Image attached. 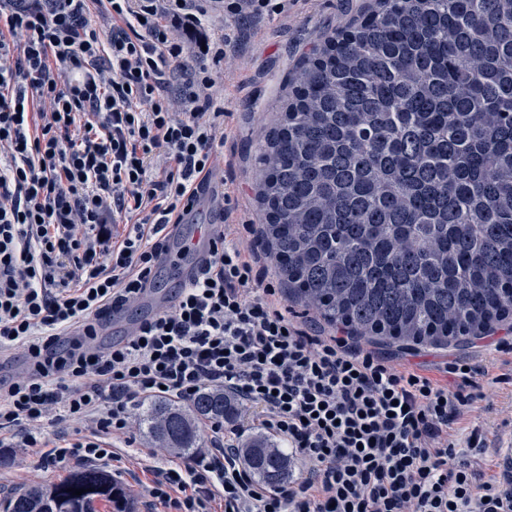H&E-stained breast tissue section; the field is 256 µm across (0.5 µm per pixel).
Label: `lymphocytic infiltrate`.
Listing matches in <instances>:
<instances>
[{"instance_id": "lymphocytic-infiltrate-1", "label": "lymphocytic infiltrate", "mask_w": 512, "mask_h": 512, "mask_svg": "<svg viewBox=\"0 0 512 512\" xmlns=\"http://www.w3.org/2000/svg\"><path fill=\"white\" fill-rule=\"evenodd\" d=\"M0 0V447L35 468L73 462L140 469L150 512H512V486L459 440L490 373L473 357L438 376L398 367L347 330L294 320L242 246L232 206L170 309L123 339L98 342L99 318L135 303L224 153L223 63L235 24L288 14V0ZM125 218L121 235L112 225ZM221 389L244 417L209 424V449L160 466L112 448L139 403ZM54 413L86 432L46 437ZM254 426L305 466L275 488L235 443Z\"/></svg>"}]
</instances>
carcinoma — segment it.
<instances>
[{
    "label": "carcinoma",
    "instance_id": "carcinoma-1",
    "mask_svg": "<svg viewBox=\"0 0 512 512\" xmlns=\"http://www.w3.org/2000/svg\"><path fill=\"white\" fill-rule=\"evenodd\" d=\"M259 162L264 244L288 294L328 324L452 346L512 314V0H376L305 56ZM236 411L210 389L155 399L143 422L185 454L200 419ZM242 448L263 482L288 481L283 449L261 436ZM102 503L133 512L111 473L81 469L7 512Z\"/></svg>",
    "mask_w": 512,
    "mask_h": 512
}]
</instances>
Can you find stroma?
<instances>
[{
  "mask_svg": "<svg viewBox=\"0 0 512 512\" xmlns=\"http://www.w3.org/2000/svg\"><path fill=\"white\" fill-rule=\"evenodd\" d=\"M370 5L371 0H290L287 17L265 19L252 29L245 50L225 59V143L220 163L224 181L220 192L202 196L178 226V240L172 243V251H179L181 242L197 237L203 226L220 223L227 193L240 200L237 221L261 231L265 212L257 198L258 156L288 99L289 79L311 48L361 19ZM507 336L512 337L510 320L496 324L494 335L470 339L458 349L386 346L382 352L396 363L416 365L432 373L442 362L458 355L482 354L494 338ZM484 391L486 397L479 403L478 414L467 416L461 425L466 430L480 428L486 449L479 460L492 465L496 448L512 442V384L488 383ZM63 474V469L55 467L32 473L29 463L17 453L0 447V475L12 479L14 490L46 484Z\"/></svg>",
  "mask_w": 512,
  "mask_h": 512,
  "instance_id": "stroma-1",
  "label": "stroma"
}]
</instances>
